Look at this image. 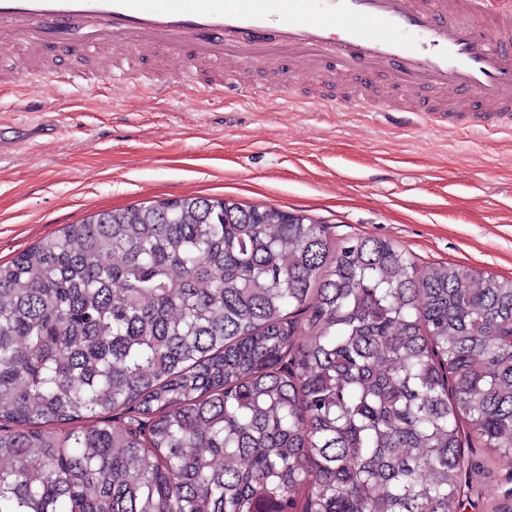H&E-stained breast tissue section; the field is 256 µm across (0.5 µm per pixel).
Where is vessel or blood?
I'll list each match as a JSON object with an SVG mask.
<instances>
[{
    "mask_svg": "<svg viewBox=\"0 0 512 512\" xmlns=\"http://www.w3.org/2000/svg\"><path fill=\"white\" fill-rule=\"evenodd\" d=\"M18 44L105 56L94 76L112 80L160 53L192 96L242 90L248 62L318 80L334 58L386 86L356 108L512 129V0H0V48ZM190 59L216 79L198 83Z\"/></svg>",
    "mask_w": 512,
    "mask_h": 512,
    "instance_id": "obj_1",
    "label": "vessel or blood"
}]
</instances>
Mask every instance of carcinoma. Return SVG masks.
<instances>
[{
    "label": "carcinoma",
    "mask_w": 512,
    "mask_h": 512,
    "mask_svg": "<svg viewBox=\"0 0 512 512\" xmlns=\"http://www.w3.org/2000/svg\"><path fill=\"white\" fill-rule=\"evenodd\" d=\"M473 440L512 466L511 278L200 196L0 263V512H462Z\"/></svg>",
    "instance_id": "1"
}]
</instances>
